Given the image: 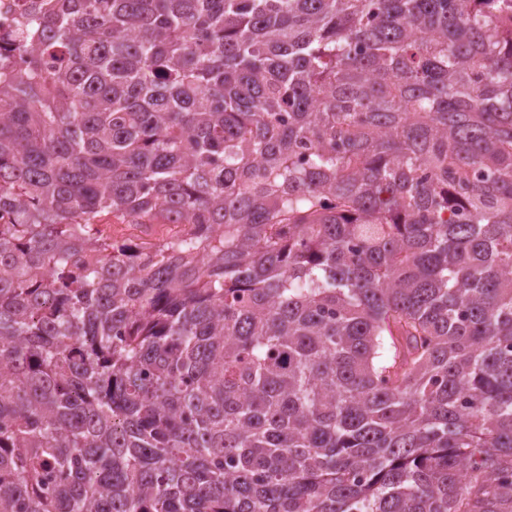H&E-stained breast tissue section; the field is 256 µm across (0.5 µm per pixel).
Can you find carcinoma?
Instances as JSON below:
<instances>
[{
  "instance_id": "cac0c4a2",
  "label": "carcinoma",
  "mask_w": 512,
  "mask_h": 512,
  "mask_svg": "<svg viewBox=\"0 0 512 512\" xmlns=\"http://www.w3.org/2000/svg\"><path fill=\"white\" fill-rule=\"evenodd\" d=\"M30 28L0 72V512H512V0H44ZM99 228L104 236L114 239H134L144 236L140 224H131L128 218L117 216H105L102 218Z\"/></svg>"
}]
</instances>
